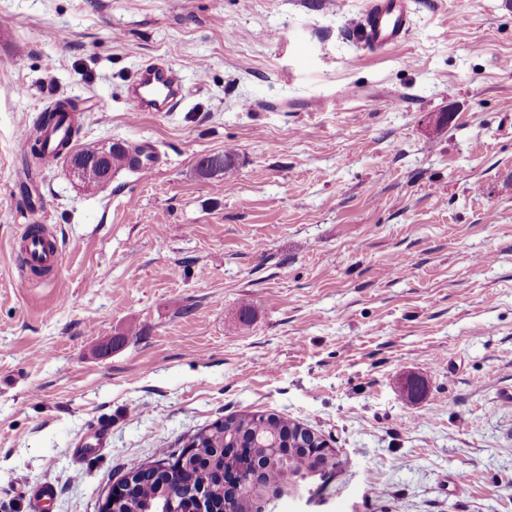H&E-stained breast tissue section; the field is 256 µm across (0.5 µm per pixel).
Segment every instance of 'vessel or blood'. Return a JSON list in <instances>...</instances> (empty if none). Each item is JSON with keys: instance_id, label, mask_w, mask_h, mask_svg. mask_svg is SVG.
Returning a JSON list of instances; mask_svg holds the SVG:
<instances>
[{"instance_id": "b4317fda", "label": "vessel or blood", "mask_w": 512, "mask_h": 512, "mask_svg": "<svg viewBox=\"0 0 512 512\" xmlns=\"http://www.w3.org/2000/svg\"><path fill=\"white\" fill-rule=\"evenodd\" d=\"M409 30L408 0H368L361 18V37L372 50L380 51L405 38ZM127 100L136 112H172L183 100L180 84L170 70L161 63L149 62L137 72L128 90ZM68 124L57 128L33 127L23 140L46 142L48 149L59 147L68 134ZM26 267L55 269L59 261V249L35 240L28 234L18 238Z\"/></svg>"}]
</instances>
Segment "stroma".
Returning <instances> with one entry per match:
<instances>
[{"instance_id": "1", "label": "stroma", "mask_w": 512, "mask_h": 512, "mask_svg": "<svg viewBox=\"0 0 512 512\" xmlns=\"http://www.w3.org/2000/svg\"><path fill=\"white\" fill-rule=\"evenodd\" d=\"M409 5L374 51L366 0H0V512H100L248 412L340 460L275 512H512V0ZM156 59L183 102L131 111ZM63 98L153 173L33 156ZM28 224L60 247L32 283Z\"/></svg>"}]
</instances>
